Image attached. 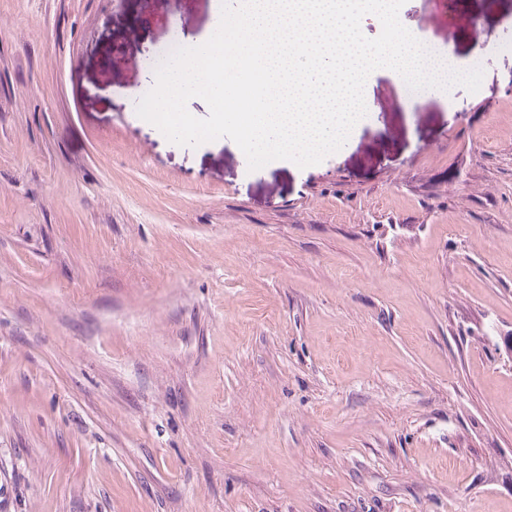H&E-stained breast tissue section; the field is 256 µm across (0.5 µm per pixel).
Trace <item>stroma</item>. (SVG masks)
Instances as JSON below:
<instances>
[{
	"mask_svg": "<svg viewBox=\"0 0 512 512\" xmlns=\"http://www.w3.org/2000/svg\"><path fill=\"white\" fill-rule=\"evenodd\" d=\"M0 0V512H512V0L306 168L136 113L212 0Z\"/></svg>",
	"mask_w": 512,
	"mask_h": 512,
	"instance_id": "obj_1",
	"label": "stroma"
}]
</instances>
